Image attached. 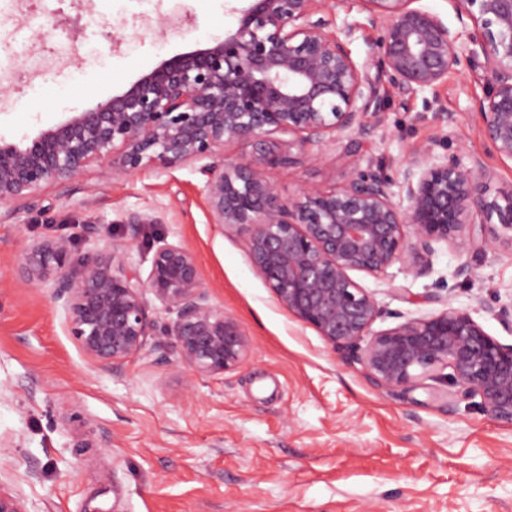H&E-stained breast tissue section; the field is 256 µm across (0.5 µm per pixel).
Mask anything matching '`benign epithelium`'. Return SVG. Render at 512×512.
Segmentation results:
<instances>
[{
  "instance_id": "benign-epithelium-1",
  "label": "benign epithelium",
  "mask_w": 512,
  "mask_h": 512,
  "mask_svg": "<svg viewBox=\"0 0 512 512\" xmlns=\"http://www.w3.org/2000/svg\"><path fill=\"white\" fill-rule=\"evenodd\" d=\"M245 2L234 8L238 23L224 39L161 62L120 95L86 99L31 139L0 138V209L8 218L29 213L45 187L104 162L118 175L198 163L210 223L246 226L250 261L277 301L334 348L356 354L377 388L408 390L446 368V383L512 424V345L451 306L374 331L384 310L349 275L382 273L395 263L422 275L434 244L464 233L476 252L495 249L497 237L485 226L495 216L512 230V192L488 199L480 159L465 164L427 147L402 161L394 177L356 165L337 189L309 186L283 200L263 168L317 162L331 141H346L345 153L358 155L371 133L363 114L384 107L369 65L352 57L353 26L332 29L341 0ZM360 2L380 29L372 62L406 94L433 90L484 57L481 133L512 160V0H451L459 21L472 23L460 31L419 0ZM234 142L250 144L254 159L226 157L224 146ZM71 251L67 237L35 240L19 275L31 287L51 285L69 331L98 365L143 353L153 334L172 337L199 375L231 371L249 352V337L213 302L196 256L183 245H158L145 278L112 243L78 269ZM148 292L174 314L158 332Z\"/></svg>"
}]
</instances>
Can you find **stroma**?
<instances>
[{
  "mask_svg": "<svg viewBox=\"0 0 512 512\" xmlns=\"http://www.w3.org/2000/svg\"><path fill=\"white\" fill-rule=\"evenodd\" d=\"M233 0H0V68L11 75L0 107V137L18 141L61 123L89 96L104 100L174 55L222 39L237 23ZM79 28H54L61 15ZM337 23L354 24L357 62L371 59L379 31L360 0H344ZM485 67L449 74L433 96L377 86L384 114L366 113L372 134L359 158L343 144L325 161L267 170L281 197L307 186L340 187L355 162L396 171L425 146L481 157L489 197L512 190V161L489 152L476 101ZM204 178L195 164L112 176L91 168L48 187L40 212L0 219V493L27 512H512V425L491 418L478 398L425 378L385 392L352 354L335 350L284 308L247 253V227L209 223ZM157 216L125 261L148 274L156 239L197 257L216 304L251 339L240 366L211 376L184 364L170 337H149L145 354L114 368L87 359L70 335L51 286L19 280L24 247L66 236L76 261L99 242L83 228L96 216L116 247L126 219ZM491 230L497 249L467 280L468 238L440 243L414 276L394 264L352 279L385 309L375 329L397 317L452 306L470 311L497 341L512 345V231Z\"/></svg>",
  "mask_w": 512,
  "mask_h": 512,
  "instance_id": "1",
  "label": "stroma"
}]
</instances>
